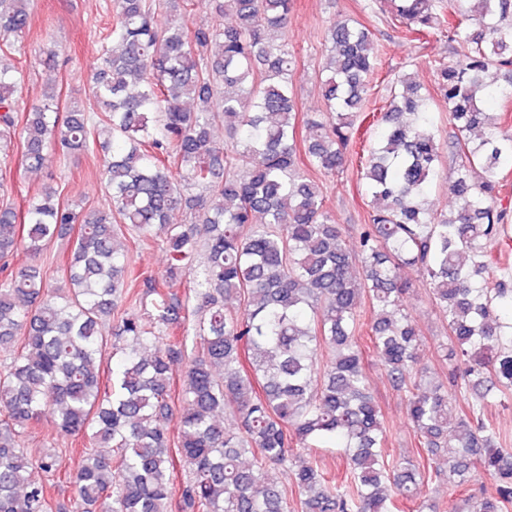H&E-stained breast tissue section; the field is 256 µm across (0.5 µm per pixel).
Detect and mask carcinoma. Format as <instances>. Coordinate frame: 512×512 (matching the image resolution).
<instances>
[{
    "label": "carcinoma",
    "instance_id": "1",
    "mask_svg": "<svg viewBox=\"0 0 512 512\" xmlns=\"http://www.w3.org/2000/svg\"><path fill=\"white\" fill-rule=\"evenodd\" d=\"M410 42L441 34L459 57L427 61L448 102L461 163L438 214L424 190L440 144L431 97L410 73L389 87L381 135L360 176L367 224L348 239L310 172L350 161L355 119L376 69L373 34L357 20L327 28L320 88L324 120L299 125L288 41L293 0H209L224 27L190 26L187 0H112L113 23L94 68L99 116L56 85L19 117L22 70L0 62V155L40 171L49 158L103 157L112 200L86 211L47 183L22 213L0 205V512H405L429 485L452 490L479 469L492 481L475 512H512V448L490 408L512 401V280H491L492 243L509 220L497 202L512 169V134L487 101L512 99L490 68L512 69V0H379ZM33 0H0V44L32 20ZM171 20L162 23L159 17ZM224 124L227 140L214 138ZM481 168L473 180L474 165ZM189 214L171 223L174 212ZM73 236L50 287L39 258ZM166 252L167 279L143 276L125 241ZM202 265H196L199 253ZM414 267L446 321L456 366L428 379L422 334L403 306ZM190 280L180 294L170 283ZM128 303L149 320L120 312ZM370 349L405 393L417 455L388 458V431L368 391L362 304ZM200 339L187 352L190 337ZM112 349V385L101 357ZM326 352V366L317 356ZM189 364L175 388L172 366ZM49 412L56 432L89 436L75 468L59 453L33 461L20 437ZM332 441L346 457L328 474L305 448ZM454 449L448 471L434 464ZM188 478L175 488V461ZM38 467L70 485V506L31 479ZM288 469L290 486L269 472Z\"/></svg>",
    "mask_w": 512,
    "mask_h": 512
}]
</instances>
